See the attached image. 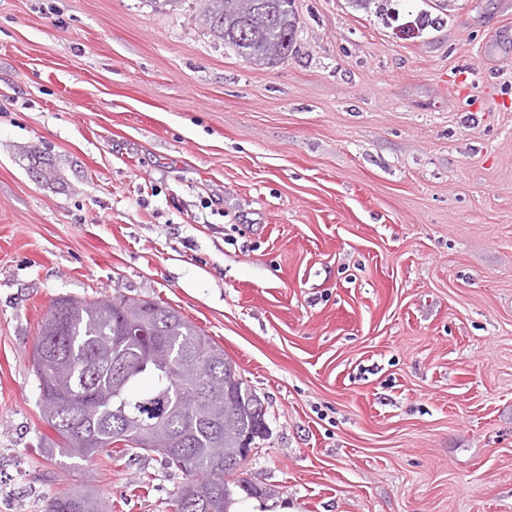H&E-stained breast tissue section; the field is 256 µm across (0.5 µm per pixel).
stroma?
<instances>
[{
  "label": "stroma",
  "mask_w": 512,
  "mask_h": 512,
  "mask_svg": "<svg viewBox=\"0 0 512 512\" xmlns=\"http://www.w3.org/2000/svg\"><path fill=\"white\" fill-rule=\"evenodd\" d=\"M438 2L293 0V55L256 67L204 0H0V512H173L159 454L41 439L39 321L119 294L260 396L257 499L512 512V0ZM44 512H112L104 497L88 490H73L49 499Z\"/></svg>",
  "instance_id": "stroma-1"
}]
</instances>
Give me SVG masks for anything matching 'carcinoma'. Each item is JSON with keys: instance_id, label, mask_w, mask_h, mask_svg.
Returning <instances> with one entry per match:
<instances>
[{"instance_id": "1", "label": "carcinoma", "mask_w": 512, "mask_h": 512, "mask_svg": "<svg viewBox=\"0 0 512 512\" xmlns=\"http://www.w3.org/2000/svg\"><path fill=\"white\" fill-rule=\"evenodd\" d=\"M381 16L390 0H352ZM210 35L254 65H273L292 54L297 22L292 0H205L200 14ZM71 367L56 379L47 358ZM32 366L39 398L61 401L55 412L40 404L44 422L75 458L109 451L119 442L112 425L132 436L160 417L182 432L181 447H147L166 466L192 480L175 500V512H229L231 485L246 461L244 444L256 447L269 434L266 408L235 371L224 349L179 310L156 300L56 297L39 325ZM207 382L226 388L224 418L193 422L188 395ZM44 512H112L104 497L73 490L49 499Z\"/></svg>"}]
</instances>
